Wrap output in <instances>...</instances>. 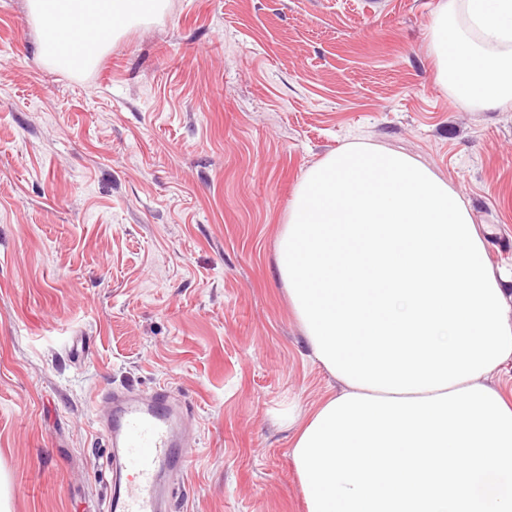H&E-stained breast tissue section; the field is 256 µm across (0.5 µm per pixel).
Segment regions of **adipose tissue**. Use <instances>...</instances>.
<instances>
[{
  "instance_id": "obj_1",
  "label": "adipose tissue",
  "mask_w": 512,
  "mask_h": 512,
  "mask_svg": "<svg viewBox=\"0 0 512 512\" xmlns=\"http://www.w3.org/2000/svg\"><path fill=\"white\" fill-rule=\"evenodd\" d=\"M453 0L433 19L439 80L473 107L512 102V0ZM43 57L82 70L159 0H30ZM478 31L483 44L470 36ZM278 269L310 357L342 383L300 425L306 512H512V271L494 270L467 204L416 159L336 150L297 185Z\"/></svg>"
}]
</instances>
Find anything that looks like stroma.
Segmentation results:
<instances>
[{"instance_id": "35a3bbf8", "label": "stroma", "mask_w": 512, "mask_h": 512, "mask_svg": "<svg viewBox=\"0 0 512 512\" xmlns=\"http://www.w3.org/2000/svg\"><path fill=\"white\" fill-rule=\"evenodd\" d=\"M441 2L165 0L67 71L0 0V512H97L111 388L183 411L170 512H304L292 439L341 388L278 273L306 171L405 153L512 264V103L438 83Z\"/></svg>"}]
</instances>
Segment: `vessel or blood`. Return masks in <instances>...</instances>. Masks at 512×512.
Masks as SVG:
<instances>
[{
  "label": "vessel or blood",
  "mask_w": 512,
  "mask_h": 512,
  "mask_svg": "<svg viewBox=\"0 0 512 512\" xmlns=\"http://www.w3.org/2000/svg\"><path fill=\"white\" fill-rule=\"evenodd\" d=\"M107 400L104 430L114 468L102 512H166L163 478L182 465L188 446L175 409L160 393L148 398L111 393Z\"/></svg>",
  "instance_id": "obj_1"
}]
</instances>
